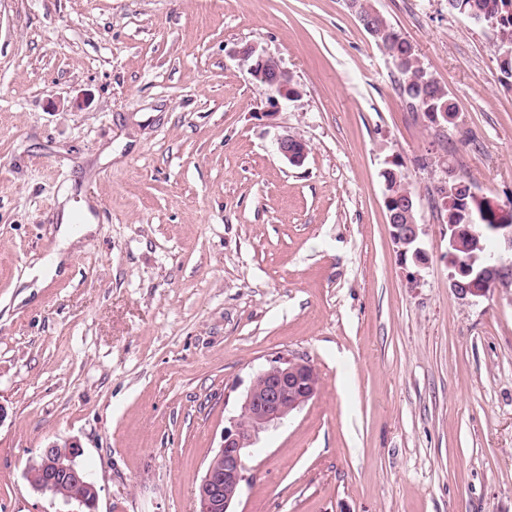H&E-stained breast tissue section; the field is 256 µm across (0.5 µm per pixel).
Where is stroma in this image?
Masks as SVG:
<instances>
[{
  "instance_id": "obj_1",
  "label": "stroma",
  "mask_w": 512,
  "mask_h": 512,
  "mask_svg": "<svg viewBox=\"0 0 512 512\" xmlns=\"http://www.w3.org/2000/svg\"><path fill=\"white\" fill-rule=\"evenodd\" d=\"M374 5L456 127L408 108L344 0H0V512H79L27 480L72 438L97 512H199L254 376L299 356L319 391L259 433L233 512H512V282L454 292L431 193L450 166L512 204V87L494 27ZM253 42L299 97L271 105L231 55ZM67 200L95 221L69 247ZM277 150L280 156L289 164L298 166L303 164L307 157V149L302 140L282 137L277 142ZM385 184V193L396 198L404 199L406 195L410 196L416 207L412 210L411 220L417 223V200L415 193L410 188L407 177L401 169V164H394L382 173ZM389 198L384 199L385 208L388 216V223L392 228V238L397 246L399 255L407 258L411 254V258L417 264L422 263L421 257L424 255L423 250L419 247L420 234L422 232L421 224H395L398 215L402 212L400 207L392 209L396 203Z\"/></svg>"
}]
</instances>
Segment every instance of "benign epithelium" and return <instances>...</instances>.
I'll list each match as a JSON object with an SVG mask.
<instances>
[{
	"mask_svg": "<svg viewBox=\"0 0 512 512\" xmlns=\"http://www.w3.org/2000/svg\"><path fill=\"white\" fill-rule=\"evenodd\" d=\"M233 56L247 65L251 77L267 87L272 104H278L280 97L288 98V71L275 57L254 43L233 51ZM277 150L286 162L294 166L303 164L307 157L305 144L288 136L278 140ZM384 204L399 255L421 263L424 255L419 247L422 228L418 224L397 223L401 209L389 198L384 199ZM489 207L495 215V224L490 229L498 241V249L483 256L484 267L469 283L464 285L452 280V288L463 298L484 297L490 288L512 278V210L507 212L493 203ZM474 235L468 224L448 225V257H455V250L463 248ZM318 389L316 368L304 358H280L256 374L245 395L239 417L232 427L224 430L222 444L201 479L200 512H231L230 507L237 499L244 480L247 449L255 443L258 433L288 420L291 414L313 399ZM82 454V445L76 440L49 443L42 449L40 461L33 464V468L46 474V479L30 481L32 488L56 497L57 480H67L79 492L65 495L63 500L78 502L83 512H96L99 492L77 462Z\"/></svg>",
	"mask_w": 512,
	"mask_h": 512,
	"instance_id": "7a95c632",
	"label": "benign epithelium"
}]
</instances>
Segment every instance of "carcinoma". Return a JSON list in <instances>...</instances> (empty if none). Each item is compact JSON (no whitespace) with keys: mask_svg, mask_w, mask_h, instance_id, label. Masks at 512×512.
<instances>
[{"mask_svg":"<svg viewBox=\"0 0 512 512\" xmlns=\"http://www.w3.org/2000/svg\"><path fill=\"white\" fill-rule=\"evenodd\" d=\"M448 11L468 14L477 12L495 24L498 33V55L512 51V0H448ZM357 13L366 19L374 32L381 37L374 39L379 48L391 61H396L399 68V95L409 109L420 112L427 121L444 127L456 126L458 110L445 86L435 80L420 62L413 44L391 24L373 6V0H358ZM385 193L394 198L403 199L410 196L416 199L410 188L401 165L394 164L382 173ZM444 216L450 224H466L475 220L474 230L480 233V243L484 248L491 244V234L487 225L494 223L491 214H478L471 197L461 194L444 208Z\"/></svg>","mask_w":512,"mask_h":512,"instance_id":"1","label":"carcinoma"}]
</instances>
